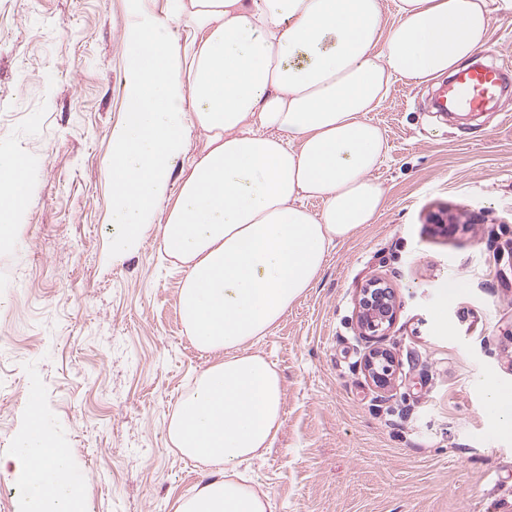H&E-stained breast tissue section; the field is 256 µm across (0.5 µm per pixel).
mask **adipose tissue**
I'll use <instances>...</instances> for the list:
<instances>
[{"label": "adipose tissue", "instance_id": "obj_1", "mask_svg": "<svg viewBox=\"0 0 512 512\" xmlns=\"http://www.w3.org/2000/svg\"><path fill=\"white\" fill-rule=\"evenodd\" d=\"M127 3L112 259L137 252L158 226L184 272L182 323L211 357L167 426L182 455L213 469L176 512H276L244 470L283 414L281 376L254 346L306 296L330 250L385 206L374 172L388 146L370 113L397 80L451 75L486 51L512 0H171L163 17L144 0ZM181 24L201 34L187 55L172 36ZM24 166L0 153L4 249L20 240ZM1 472L15 480L20 512H89L86 475L52 435L38 389Z\"/></svg>", "mask_w": 512, "mask_h": 512}]
</instances>
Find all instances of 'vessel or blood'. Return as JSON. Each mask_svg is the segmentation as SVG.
<instances>
[{
  "mask_svg": "<svg viewBox=\"0 0 512 512\" xmlns=\"http://www.w3.org/2000/svg\"><path fill=\"white\" fill-rule=\"evenodd\" d=\"M502 68V63L494 60L484 66L457 72L442 87L439 105L469 112L481 110L499 93Z\"/></svg>",
  "mask_w": 512,
  "mask_h": 512,
  "instance_id": "1",
  "label": "vessel or blood"
}]
</instances>
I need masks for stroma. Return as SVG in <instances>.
Instances as JSON below:
<instances>
[{
	"label": "stroma",
	"instance_id": "stroma-1",
	"mask_svg": "<svg viewBox=\"0 0 512 512\" xmlns=\"http://www.w3.org/2000/svg\"><path fill=\"white\" fill-rule=\"evenodd\" d=\"M131 21L126 0H0V149L31 166L23 246L0 249V454L36 385L90 512H174L209 469L168 443L166 423L210 357L178 313L166 205L142 247L112 260ZM502 85L485 111L446 114L433 83L401 80L373 113L386 206L257 345L284 407L248 473L278 512H512V433L480 390L512 391V71ZM377 278L395 296L386 389L365 373L355 317Z\"/></svg>",
	"mask_w": 512,
	"mask_h": 512
}]
</instances>
